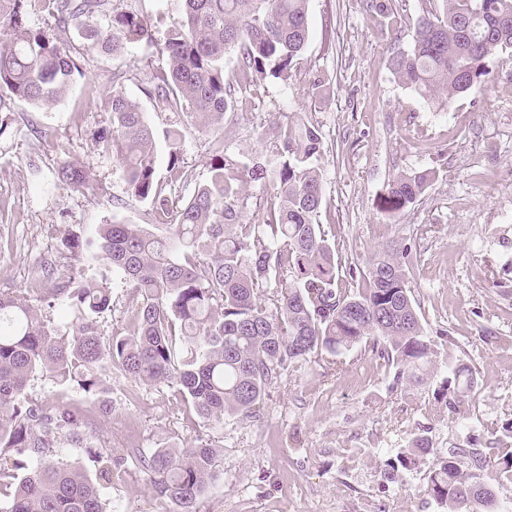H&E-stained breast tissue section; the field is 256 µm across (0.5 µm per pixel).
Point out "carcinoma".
Listing matches in <instances>:
<instances>
[{
	"label": "carcinoma",
	"mask_w": 512,
	"mask_h": 512,
	"mask_svg": "<svg viewBox=\"0 0 512 512\" xmlns=\"http://www.w3.org/2000/svg\"><path fill=\"white\" fill-rule=\"evenodd\" d=\"M29 0H0V113L24 102L53 108L89 50L117 55L154 41L142 15L125 0H37L54 19L51 30L25 20ZM412 22V42L394 50L388 69L437 109L477 92L489 81L491 58L512 49V0H426ZM309 0H181L179 18L165 30L160 50L167 70L145 93L161 111H182L199 126L224 130L240 89L268 78L288 81L308 46ZM370 21L393 28L388 0H366ZM104 17L107 25L96 23ZM79 31L89 42L73 40ZM237 55L238 78L224 57ZM126 74L112 73V93L101 106L111 126L94 147L115 158L127 193L153 204L146 224L114 221L86 238L68 241L76 255L103 256L130 288L133 330L101 336L110 310L106 279L71 278L62 293L76 313L72 334L58 332L16 295L0 293V512H107L100 487L112 484L120 459L85 444L86 410L60 407L29 395L46 376L98 399L103 367L163 385L189 412L212 424L259 416L270 385L293 369L367 347L393 371V388L436 369L439 347L423 327L411 280L421 267L412 248H379L343 261L336 227L318 222L325 205L318 162L320 126L293 114L279 119L261 158L229 156L224 136L212 143L208 179L177 209L156 178L155 148H168V186L195 180L182 158V131L156 130L123 90ZM66 187L88 183L80 166L56 173ZM431 181L427 171L390 180L379 210L398 218L414 207ZM252 182L272 189L260 220L247 218ZM476 378L459 360L444 369L435 400L450 412L473 394ZM512 421L484 448H450L429 471L426 492L446 512H488L495 488L512 484ZM86 449L95 476L52 458L65 447ZM433 453L427 431L411 433L387 460L383 481L396 483ZM157 497L176 512H199L217 477V453L208 443L161 446L140 455Z\"/></svg>",
	"instance_id": "obj_1"
}]
</instances>
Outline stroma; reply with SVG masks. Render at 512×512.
Wrapping results in <instances>:
<instances>
[{"mask_svg":"<svg viewBox=\"0 0 512 512\" xmlns=\"http://www.w3.org/2000/svg\"><path fill=\"white\" fill-rule=\"evenodd\" d=\"M390 4L403 21L381 29L368 19L366 0H309L300 80L264 81L250 105L226 114L224 145L228 154L260 157L281 113L317 122L329 145L319 162L326 200L320 223L335 225L337 241L360 257L392 241L419 246L420 319L429 335L452 336L438 361L469 364L476 394L458 413L434 418L435 380L393 390L389 370L357 348L343 356L341 370L320 361L274 383L259 417L211 426L186 419L170 389L117 371L107 376L108 414L83 393L35 377L30 395L89 411L91 444L124 458L103 490L109 512H173L132 456L202 440L217 448L220 476L200 512H439L426 492V470L388 484L387 459L419 427L443 457L454 447L486 445L491 427L512 420V55L491 60L485 91L434 109L388 68L392 50L409 45V20L423 2ZM132 6L151 25L154 43L117 56L91 52L85 76L75 77L60 103L49 110L14 104L0 136V292L24 296L65 334L72 313L51 291L72 276L107 280L112 307L100 320L104 337L127 332L132 317L129 290L105 260L66 246L101 224L145 223L150 209L128 198L118 161L93 147L94 134L111 123L97 100L112 71L126 72L127 95L153 125L184 134L182 157L195 180L176 187L173 198H190L208 176L212 133L184 112L159 111L144 93L152 73L167 67L156 42L177 19V2ZM324 72L330 88L315 93L312 82ZM37 128L51 130L52 143L37 142ZM66 162L88 170V187L58 185L56 170ZM411 170L430 171L432 182L414 208L390 221L378 197L395 175Z\"/></svg>","mask_w":512,"mask_h":512,"instance_id":"35a3bbf8","label":"stroma"}]
</instances>
